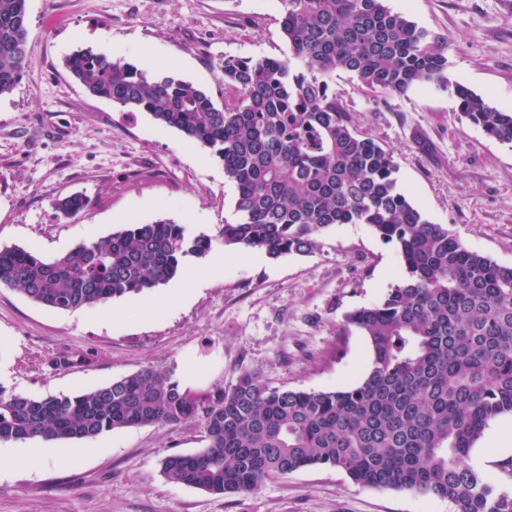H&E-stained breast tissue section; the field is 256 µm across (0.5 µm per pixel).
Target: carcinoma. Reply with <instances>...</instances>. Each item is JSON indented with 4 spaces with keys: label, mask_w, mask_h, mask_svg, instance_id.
Here are the masks:
<instances>
[{
    "label": "carcinoma",
    "mask_w": 512,
    "mask_h": 512,
    "mask_svg": "<svg viewBox=\"0 0 512 512\" xmlns=\"http://www.w3.org/2000/svg\"><path fill=\"white\" fill-rule=\"evenodd\" d=\"M27 0H0V96L27 73ZM288 51L226 57L217 94L92 49L66 66L93 97L146 112L211 150L237 189L224 246L271 259L307 255L338 224H365L400 257L403 277L379 304L347 316L371 366L332 390L271 387L250 373L204 397L145 367L89 391L30 397L0 385V442L86 440L197 418L206 445L164 458L166 481L246 493L313 466L367 487L443 498L455 512H512V491L467 464L489 420L512 414V266L467 248L399 188L394 151L353 127L330 82L354 75L371 93L446 88L488 137L512 143V112L449 77L448 36L417 27L386 0H279ZM87 198H58L83 212ZM214 239L158 220L81 242L53 259L0 247V287L51 310H77L167 284Z\"/></svg>",
    "instance_id": "cac0c4a2"
}]
</instances>
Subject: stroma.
Returning <instances> with one entry per match:
<instances>
[{
  "label": "stroma",
  "instance_id": "stroma-1",
  "mask_svg": "<svg viewBox=\"0 0 512 512\" xmlns=\"http://www.w3.org/2000/svg\"><path fill=\"white\" fill-rule=\"evenodd\" d=\"M422 29L448 37L449 74L501 110L512 111V0H387ZM28 71L0 96V247L44 257L123 225L170 219L190 233L217 234L237 220V190L209 149L144 112L93 97L65 67L75 51L146 63L207 89L227 56L285 52L278 0H27ZM333 84L354 126L391 147L398 184L427 218L469 249L512 265V143L487 138L461 119L450 91L422 84L398 96L365 92L351 74ZM75 192L90 206L55 215ZM224 267L179 298L171 285L146 299L54 311L0 288V385L33 397L101 386L145 366L174 370L198 395L250 373L272 387L326 390L361 380L369 342L346 322L381 302L402 269L393 244L363 224L328 230L307 256L268 258L214 245ZM86 356L82 366L56 360ZM512 414L491 419L467 463L512 490L499 469ZM205 445L200 420L109 432L86 444H16L0 461V512H453L445 500L353 482L329 466L266 482L248 494H211L168 483L160 463Z\"/></svg>",
  "mask_w": 512,
  "mask_h": 512
}]
</instances>
